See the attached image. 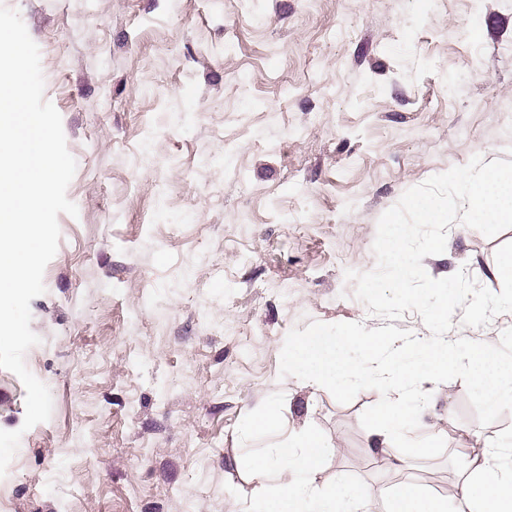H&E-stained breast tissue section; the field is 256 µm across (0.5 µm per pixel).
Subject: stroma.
<instances>
[{
	"label": "stroma",
	"instance_id": "1",
	"mask_svg": "<svg viewBox=\"0 0 512 512\" xmlns=\"http://www.w3.org/2000/svg\"><path fill=\"white\" fill-rule=\"evenodd\" d=\"M41 53L44 97L77 162L61 238L31 300L27 368L50 419L22 430L25 388L0 369V429L22 430L0 512H242L263 449L311 427L316 478L452 493L461 451L512 432L467 369L431 384L388 455L368 447L372 378L310 390L296 337L347 325L425 334L369 313L346 270H373L379 217L473 155L512 160V0H0ZM494 237L451 224L429 276L500 291ZM484 336L512 361V313ZM281 402L275 434L249 417Z\"/></svg>",
	"mask_w": 512,
	"mask_h": 512
}]
</instances>
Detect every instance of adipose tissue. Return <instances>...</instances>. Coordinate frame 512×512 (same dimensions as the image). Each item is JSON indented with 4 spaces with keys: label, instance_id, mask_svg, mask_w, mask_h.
Listing matches in <instances>:
<instances>
[{
    "label": "adipose tissue",
    "instance_id": "ef3b65f1",
    "mask_svg": "<svg viewBox=\"0 0 512 512\" xmlns=\"http://www.w3.org/2000/svg\"><path fill=\"white\" fill-rule=\"evenodd\" d=\"M361 347L367 356L359 362L343 356L345 346ZM303 382L320 387L334 382L346 385L366 373L376 375L381 398L372 413L373 432L378 437L408 433L416 408L426 407L429 396H408L404 382L413 377L427 381L447 378L459 360H466L474 380L492 395L512 390V366L503 367L481 342L458 358L456 347L426 336L402 342L392 336L372 334L345 326L341 336L323 331L298 337L288 356ZM332 451L322 435L309 428L289 436L287 442L265 449L253 460L254 471L272 480L269 493L248 502L244 512H371L373 493L360 486L323 491L314 485V475ZM385 512H512V456L499 444L484 443L481 457L465 477L459 495L423 494L400 490L389 497Z\"/></svg>",
    "mask_w": 512,
    "mask_h": 512
}]
</instances>
